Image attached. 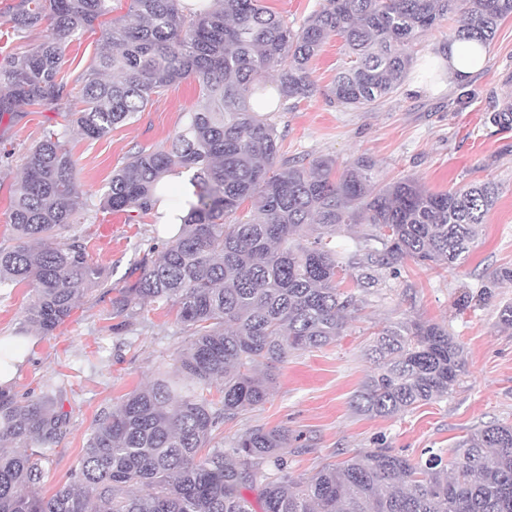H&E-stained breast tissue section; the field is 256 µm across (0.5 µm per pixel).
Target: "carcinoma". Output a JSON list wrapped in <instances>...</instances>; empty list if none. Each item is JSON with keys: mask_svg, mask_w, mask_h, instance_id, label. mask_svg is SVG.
Wrapping results in <instances>:
<instances>
[{"mask_svg": "<svg viewBox=\"0 0 512 512\" xmlns=\"http://www.w3.org/2000/svg\"><path fill=\"white\" fill-rule=\"evenodd\" d=\"M110 2L13 5L14 34L42 36L0 62V114L78 101L69 123L98 139L181 80L198 82L205 103L170 147L132 153L100 199L102 209L141 218L169 173L192 172L196 203L183 229L149 247L112 297V332L132 330L145 305L161 304L177 308L190 339L172 369L101 411L69 481L48 497L31 489L69 422L63 388L25 401L0 389V512H254L247 491L261 512H512L511 424L470 432L447 458L431 451L413 463L365 448L308 477L289 471L285 449L301 447V436L285 427L246 429L210 447L225 422L266 401L272 369L289 352L335 342L358 311L336 280L337 228L372 225V253L387 265L410 257L452 268L499 195L490 181L445 192L411 178L381 185L362 156L341 170L330 158L280 159L264 115L266 79L283 112L313 97L312 61L338 36L350 61L323 95L373 106L405 78L420 36L457 15L448 42L485 48L512 17V0H323L297 30L261 0H127L126 13L108 21ZM96 30L102 50L72 86L66 41ZM65 136L47 128L26 151L8 214L14 244L0 247V289L30 288L24 322L43 336L107 284L73 232L89 209ZM370 351L375 368L353 401L370 417L445 396L465 373L448 328L421 319L384 327Z\"/></svg>", "mask_w": 512, "mask_h": 512, "instance_id": "carcinoma-1", "label": "carcinoma"}]
</instances>
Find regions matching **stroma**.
I'll return each instance as SVG.
<instances>
[{"instance_id":"stroma-1","label":"stroma","mask_w":512,"mask_h":512,"mask_svg":"<svg viewBox=\"0 0 512 512\" xmlns=\"http://www.w3.org/2000/svg\"><path fill=\"white\" fill-rule=\"evenodd\" d=\"M427 32L415 47L405 82L370 108L330 105L322 91L347 59L339 37L329 38L313 61L320 94L287 112L270 113L281 155L319 156L344 166L370 157L380 180L410 177L433 192L472 183L496 182L499 196L477 228L474 248L460 265L428 267L412 259L379 265L360 250L369 224L337 229L333 242L340 256L342 290L355 293L360 309L337 341L312 351L290 352L278 365L268 399L225 423L215 438L224 445L248 428L285 427L301 437V448L286 452L293 475L314 472L362 448H388L417 462L426 451L445 452L474 429L490 423L512 424V327L499 312L512 305V284L484 293L493 270L512 265V127L489 122L493 110L512 103V18L503 21L487 48L485 65L463 84L447 87L424 80L426 63L438 55L449 28ZM203 103L198 84L182 80L156 98L145 112L108 135L90 139L76 127L65 138L77 161V178L92 220L80 225L87 250L105 267L108 285L82 298L73 316L49 336L25 325L30 301L25 287L0 297V341L22 348L23 361L8 389L18 400L41 394L51 383H65L67 430L44 462L40 495L67 482L99 413L133 389L171 367L187 331L169 308L147 307L136 330L112 332V296L149 246L167 239L154 216L129 220L127 213L100 209L113 171L139 149L168 145L186 113ZM59 112L25 108L19 117H0V246L9 245L10 197L22 176L23 156L44 129L63 123ZM121 228L109 244L101 228ZM422 319L447 326L463 348L466 373L451 394L392 418L357 413L353 397L374 368L368 355L375 332L393 322Z\"/></svg>"}]
</instances>
